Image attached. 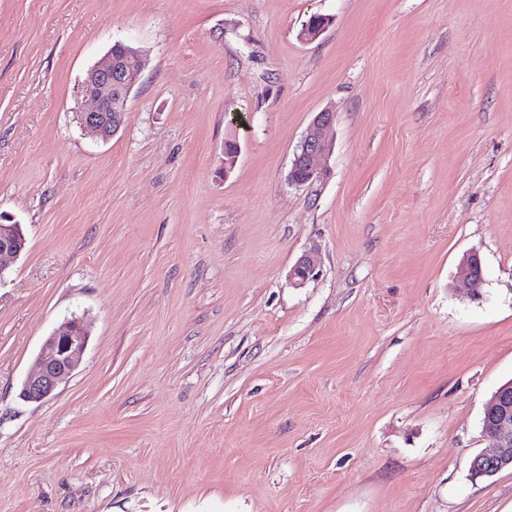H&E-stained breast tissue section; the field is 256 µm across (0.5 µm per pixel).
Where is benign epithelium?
I'll list each match as a JSON object with an SVG mask.
<instances>
[{
	"label": "benign epithelium",
	"instance_id": "1",
	"mask_svg": "<svg viewBox=\"0 0 512 512\" xmlns=\"http://www.w3.org/2000/svg\"><path fill=\"white\" fill-rule=\"evenodd\" d=\"M137 60L124 67L115 65L114 51L91 68L83 82V89L92 106L80 115L82 128L101 140H108L124 124L125 108L129 94L145 68L143 56L131 49L123 50ZM335 113L328 110L317 113L310 132L296 147L288 173L291 184L301 187L323 177L322 162L333 152V125ZM26 238L19 224H0V259L20 256ZM319 264L318 254L309 250L294 264L290 277L297 286L306 284ZM462 288L472 296L477 288L476 272L479 257L476 253L465 256L461 262ZM89 332L83 319L73 316L65 319L48 336L46 352L35 362V369L25 378L20 396L26 401H41L67 383L84 353ZM485 437L492 450L478 454L474 464L482 469L496 470L512 464V384L507 383L486 404Z\"/></svg>",
	"mask_w": 512,
	"mask_h": 512
}]
</instances>
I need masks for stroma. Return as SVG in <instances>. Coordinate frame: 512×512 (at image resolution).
<instances>
[{
	"label": "stroma",
	"instance_id": "obj_1",
	"mask_svg": "<svg viewBox=\"0 0 512 512\" xmlns=\"http://www.w3.org/2000/svg\"><path fill=\"white\" fill-rule=\"evenodd\" d=\"M118 40L147 65L101 141ZM0 218V512L512 507V468L469 472L512 381V0H0ZM74 315L72 377L21 399ZM112 47L106 59L88 71L83 82L92 106L80 115V125L101 140L110 139L124 124L129 94L145 68L143 56L125 48L122 51L126 56H135L138 60L122 68L117 66ZM335 113L328 110L318 112L312 122L310 132L296 147L288 173L291 184L301 187L323 177L326 161L333 152V125ZM26 245V238L20 224H0V274L4 271L2 258L20 256ZM319 264L318 254L315 250H309L302 254L294 264L290 277L296 286H303L314 275Z\"/></svg>",
	"mask_w": 512,
	"mask_h": 512
}]
</instances>
